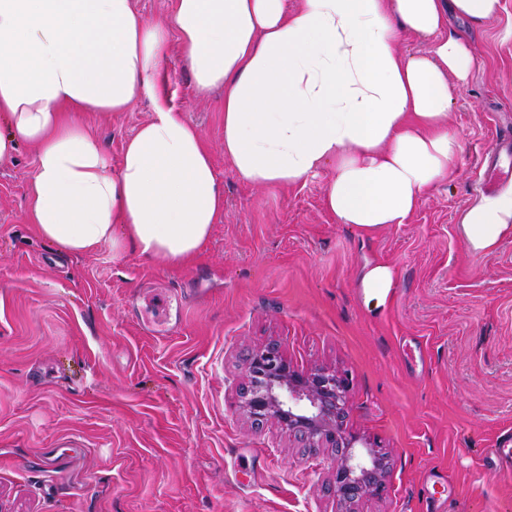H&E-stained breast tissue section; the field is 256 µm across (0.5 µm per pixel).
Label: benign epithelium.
I'll return each instance as SVG.
<instances>
[{
	"label": "benign epithelium",
	"mask_w": 512,
	"mask_h": 512,
	"mask_svg": "<svg viewBox=\"0 0 512 512\" xmlns=\"http://www.w3.org/2000/svg\"><path fill=\"white\" fill-rule=\"evenodd\" d=\"M248 377L241 404L255 424L274 420L312 448L327 445L335 449L334 488L339 501L350 504L363 494L382 490L387 457L346 431V376L327 369L299 372L278 347L269 345L250 358ZM359 442L361 451L355 450Z\"/></svg>",
	"instance_id": "obj_1"
}]
</instances>
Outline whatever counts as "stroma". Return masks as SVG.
<instances>
[{"instance_id": "1", "label": "stroma", "mask_w": 512, "mask_h": 512, "mask_svg": "<svg viewBox=\"0 0 512 512\" xmlns=\"http://www.w3.org/2000/svg\"><path fill=\"white\" fill-rule=\"evenodd\" d=\"M494 23L449 16L477 61L454 92L452 174L405 224L363 238L327 211L332 176L256 187L224 158V92L198 93L179 46L159 80L197 125L224 213L192 264L104 244L71 255L27 220L36 151L0 162V512H512V236L475 254L461 225L512 189V0ZM152 112L86 113L110 171ZM384 264L383 305L359 281ZM350 379L349 432L386 455L384 489L333 491L336 453L240 407L247 363Z\"/></svg>"}]
</instances>
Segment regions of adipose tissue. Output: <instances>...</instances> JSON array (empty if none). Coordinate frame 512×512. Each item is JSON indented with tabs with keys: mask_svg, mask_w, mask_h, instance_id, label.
<instances>
[{
	"mask_svg": "<svg viewBox=\"0 0 512 512\" xmlns=\"http://www.w3.org/2000/svg\"><path fill=\"white\" fill-rule=\"evenodd\" d=\"M146 20L132 0H0V161L36 148L29 218L70 253L133 248L160 267L205 247L224 189L199 129L156 79L177 37L198 91L224 90V157L252 185L293 186L324 167L325 204L364 235L403 224L452 171L460 137L448 128L454 85L476 64L449 13L493 22L501 0H171ZM430 35L427 55L401 53ZM151 119L124 145L119 169L84 113ZM470 248L512 235V193L462 218Z\"/></svg>",
	"mask_w": 512,
	"mask_h": 512,
	"instance_id": "1",
	"label": "adipose tissue"
}]
</instances>
